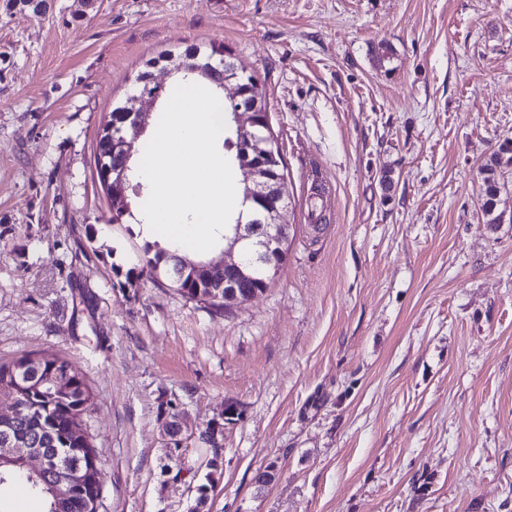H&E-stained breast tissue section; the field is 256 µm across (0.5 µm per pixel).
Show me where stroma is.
<instances>
[{"instance_id": "1", "label": "stroma", "mask_w": 512, "mask_h": 512, "mask_svg": "<svg viewBox=\"0 0 512 512\" xmlns=\"http://www.w3.org/2000/svg\"><path fill=\"white\" fill-rule=\"evenodd\" d=\"M224 43L290 195L271 286L224 312L111 223L97 134L144 60ZM512 0H53L0 14V363L95 395L98 512H512ZM183 421L172 447L163 411ZM217 467L200 435L226 405ZM276 464L274 481L255 476ZM509 151H511V146L504 145L499 153L491 155L484 164L482 210L487 218L486 224L490 227L501 224V216L496 214V196L501 187L496 176V169L501 164L500 153H507Z\"/></svg>"}]
</instances>
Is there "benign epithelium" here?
<instances>
[{
  "label": "benign epithelium",
  "mask_w": 512,
  "mask_h": 512,
  "mask_svg": "<svg viewBox=\"0 0 512 512\" xmlns=\"http://www.w3.org/2000/svg\"><path fill=\"white\" fill-rule=\"evenodd\" d=\"M170 72L201 75L221 89L232 86L227 100L242 101L232 112L233 146L248 149L256 161L238 164L245 175L242 196L249 204L248 214H239L230 232L224 234V248L207 260H194L173 252L170 254L171 281L181 286L185 277L197 287L209 289L211 301L224 307L243 304L269 288L283 259L289 237V226L283 220L289 206L288 191L275 174L281 167L274 135L267 128V113L260 97V79L255 74L239 70L234 55L229 61H199L172 57L163 65ZM157 97L144 93L130 97L121 120L112 122V165L105 175V184L112 194V214L126 215L129 209L127 193L131 188L130 162L136 145L146 128V111L139 103H154ZM25 414L24 408L13 401L0 408V455L20 460L31 473L42 475L47 459L29 451V439L14 428L15 421Z\"/></svg>",
  "instance_id": "benign-epithelium-1"
}]
</instances>
